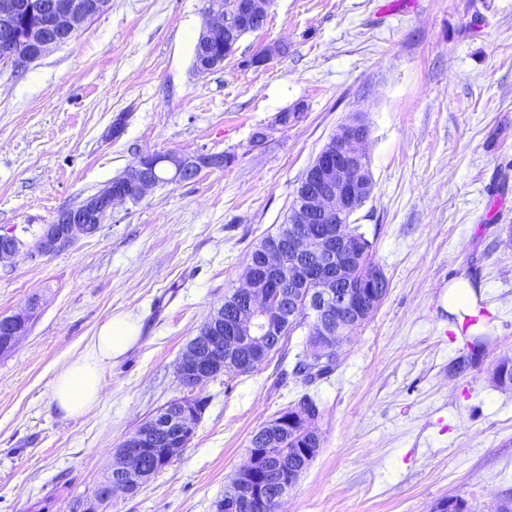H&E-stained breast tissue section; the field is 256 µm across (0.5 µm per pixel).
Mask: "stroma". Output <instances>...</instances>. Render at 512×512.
Listing matches in <instances>:
<instances>
[{"instance_id":"35a3bbf8","label":"stroma","mask_w":512,"mask_h":512,"mask_svg":"<svg viewBox=\"0 0 512 512\" xmlns=\"http://www.w3.org/2000/svg\"><path fill=\"white\" fill-rule=\"evenodd\" d=\"M208 5L111 0L26 67L0 63V232L31 238L145 153L233 158L116 204L63 252L0 265V315L33 310L0 352V512H82L113 448L185 396L182 350L357 117L373 191L355 219L389 282L380 306L327 379L293 372L303 326L255 372L207 381L181 456L106 512H216L253 433L306 394L321 446L279 512L445 498L494 512L512 497V387L492 379L512 359V0H272L266 25L201 73ZM273 44L280 55L244 66ZM459 276L477 281L492 336L474 362L440 303ZM116 314L139 321L138 342L104 364L98 404L62 418L56 375Z\"/></svg>"}]
</instances>
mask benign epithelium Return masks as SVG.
Returning a JSON list of instances; mask_svg holds the SVG:
<instances>
[{
	"mask_svg": "<svg viewBox=\"0 0 512 512\" xmlns=\"http://www.w3.org/2000/svg\"><path fill=\"white\" fill-rule=\"evenodd\" d=\"M109 0H0V48L3 61L23 68L39 59L48 49L70 37L78 25L102 12ZM270 0H210L211 22L198 34L200 55L197 70L210 71L224 64V53L214 50L224 33L240 26L249 13L264 23ZM367 133L360 123L343 126L336 132V151L314 160L304 175L309 191L297 214L296 232L288 239V253L294 257L287 277L277 279L280 252L270 250L263 265L246 273L245 284L238 289L245 305L234 312L229 325H224V308L214 309L207 321L206 334L185 349L177 365L181 383L196 388L224 372L225 360L246 348L253 365L262 364L270 354L272 336L277 334L273 317L282 304L279 299H293L299 293L304 303L315 312L321 328L309 340L310 360L319 362L335 354L347 335L369 318L377 308L381 295L364 289L363 284L346 278L347 270L360 262L365 249L360 240L351 237L335 223L339 216L357 212L369 196V182L361 164ZM221 156L185 154H145L132 166L138 172L150 165L161 166L168 180L195 179L205 167H217ZM131 199L122 185L109 183L101 191L87 197L73 209L61 211L55 220L44 225L28 243L11 232L0 234V262L25 254L30 258L53 255L67 250L81 235L94 234L99 224L112 212V207ZM318 219L323 228L314 231L310 221ZM28 313L0 316V346L14 345L27 330ZM202 411L191 400L170 401L115 449L109 472L115 473L102 494L86 503L85 512H98L99 507L116 493L134 494L150 480L152 472L133 461L142 459L164 441L170 444L166 463L178 459L195 433ZM318 435L307 412L293 406L266 423L261 431L260 446L249 449L248 460L235 473L232 489L224 495L225 512H253L270 493L267 473L272 460L269 449L282 445L286 433ZM302 471L281 470L279 502L297 482Z\"/></svg>",
	"mask_w": 512,
	"mask_h": 512,
	"instance_id": "1",
	"label": "benign epithelium"
}]
</instances>
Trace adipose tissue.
Segmentation results:
<instances>
[{
  "mask_svg": "<svg viewBox=\"0 0 512 512\" xmlns=\"http://www.w3.org/2000/svg\"><path fill=\"white\" fill-rule=\"evenodd\" d=\"M451 328L462 329L467 317L477 315V298L465 278L451 280L443 295ZM138 324L126 315H115L101 325L89 350L78 356L57 374L53 382V401L67 418L86 413L101 398L103 362L123 355L138 337Z\"/></svg>",
  "mask_w": 512,
  "mask_h": 512,
  "instance_id": "obj_1",
  "label": "adipose tissue"
}]
</instances>
